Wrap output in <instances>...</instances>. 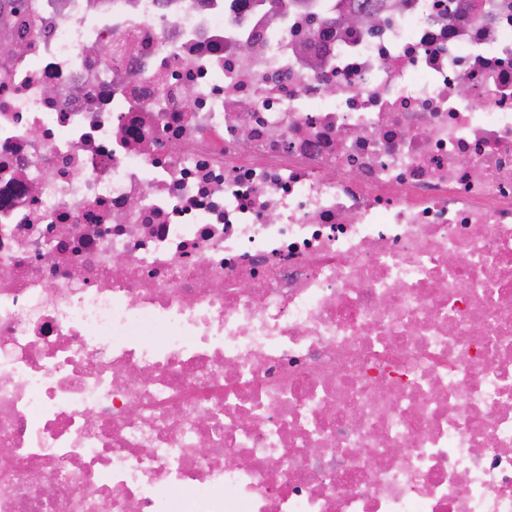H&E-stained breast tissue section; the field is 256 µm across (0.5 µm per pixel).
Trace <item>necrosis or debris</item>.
Returning <instances> with one entry per match:
<instances>
[{"instance_id": "necrosis-or-debris-1", "label": "necrosis or debris", "mask_w": 512, "mask_h": 512, "mask_svg": "<svg viewBox=\"0 0 512 512\" xmlns=\"http://www.w3.org/2000/svg\"><path fill=\"white\" fill-rule=\"evenodd\" d=\"M348 8L0 24V512H512V0Z\"/></svg>"}]
</instances>
